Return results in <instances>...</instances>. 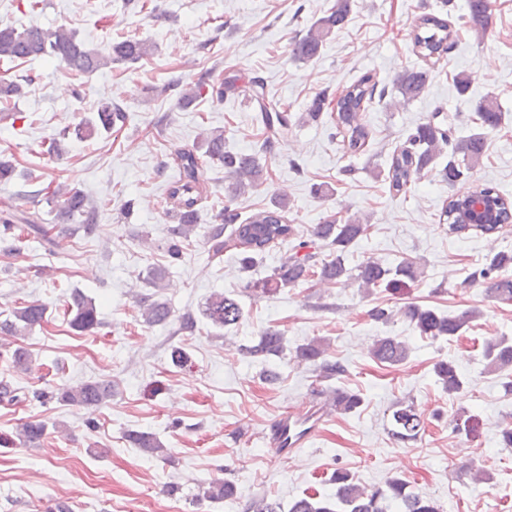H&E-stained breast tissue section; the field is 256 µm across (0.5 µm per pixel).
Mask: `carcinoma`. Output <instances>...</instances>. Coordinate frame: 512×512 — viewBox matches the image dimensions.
I'll list each match as a JSON object with an SVG mask.
<instances>
[{
	"label": "carcinoma",
	"mask_w": 512,
	"mask_h": 512,
	"mask_svg": "<svg viewBox=\"0 0 512 512\" xmlns=\"http://www.w3.org/2000/svg\"><path fill=\"white\" fill-rule=\"evenodd\" d=\"M355 0H335L331 8L316 19L306 33L298 38L292 55L299 61H309L318 57L328 35L343 28L353 12ZM467 13L461 16L465 24L478 33H483L490 18L489 0H466ZM413 44L424 58L440 57L448 53L455 41L445 19L427 13L420 17L413 32ZM153 46L146 41L126 38L113 41L107 49L91 48L78 38L75 31L60 25L55 28L30 26L22 30L9 25H0V61L6 63L27 62L41 58L58 61L76 76H89L114 63H137L149 56ZM430 71L424 68H406L394 79L395 89L402 101L409 102L420 97L427 89ZM32 79L23 81L0 80V103L8 102L24 94V86ZM210 91L211 97L221 100L224 89L214 87L201 79L187 84L181 92L180 102L190 105L203 92ZM385 89L378 88V82L370 74L362 75L346 87L343 93L332 99L326 93L317 94L307 105L305 112L297 114L290 107L267 99L264 84L252 81L247 98L258 107L261 121L268 136L262 144V151L272 150L275 143L286 137L292 128L300 123L318 121L323 114L336 113V134L342 136L343 148L356 154L367 146L371 130L364 121L361 111L372 103L375 97H384ZM478 131L465 138L456 137L455 128L438 120L434 112L416 125L405 142L393 155L388 171L392 187L400 192L421 176L435 170L448 187L472 179V171L482 159L487 148V133L498 129L503 122V113L496 98L488 94L477 104ZM125 120L122 108L105 100L97 106L96 112L76 126V134L87 138L94 134L112 131L119 121ZM217 161L224 166V174L231 179L228 186L229 198L244 194L261 185L268 176V170L261 163L259 153L245 154L224 147V131L206 130L200 134L196 148L177 152L174 162L178 168V178L167 187L168 213L172 224L166 228V252L170 261L181 258L185 242L199 221V206L207 197L208 188L202 179V158ZM482 195L492 198L498 205L497 216L491 224H463L458 220L460 203L452 200L441 212L442 223L448 225L453 234L474 232L492 236L512 223V202L490 185L478 187ZM48 203L56 219L62 223L82 224L92 229L96 210L82 191L67 185H59L51 192ZM291 209L288 195L274 198L272 207L260 211L239 222V214L224 206L220 223L211 229L210 240L214 254L224 251V241L231 240L240 249L241 269L247 271L270 245L288 241L296 229L289 224L286 213ZM0 226L10 230L4 240L18 250L20 243L30 236L41 239L45 245H52L49 229L43 224V217L37 210L20 211L5 202L0 206ZM370 225L354 216L333 214L323 223L315 226L313 235L327 248L324 258L307 250L305 240L291 249L282 258L268 279L253 284L254 292L269 294L286 286H293L311 278L323 285H344L355 279L359 287L369 292L374 288L396 290L413 281L418 269L412 262H402L395 266L368 258L356 269L346 266V254L359 238L367 235ZM512 268V252L500 251L486 259L484 266L474 271L468 279L473 283L479 279L487 282V290L500 302H512V278L500 276V272ZM138 307L143 323L153 326L171 321L173 311L168 302L153 294H143L138 299ZM47 305L36 300L27 301L14 308L8 317L0 321V350L9 353L11 368L19 372L31 369V356L28 350L19 345L33 328L45 321ZM401 313L421 336L432 339H452L462 335L478 317L473 309L464 310L456 316H440L435 310L410 303ZM69 325L77 331H91L100 325L97 308L91 300L80 293L72 297ZM202 315L210 324L219 329H231L243 318V309L233 297L224 293L212 295L206 303ZM283 332L267 329L258 340L243 348L246 354L255 358L278 356L283 352ZM326 349L317 340H311L296 347L294 361L299 365H312L321 379L331 378L344 372L337 361L325 358ZM372 357L380 363L391 366L403 363L408 357L405 342L395 336H383L374 341L370 350ZM482 356L487 368L492 372L512 370V338L501 336L488 340L482 348ZM435 374L443 388L453 394L462 391L467 380L457 372L454 365L441 362L435 366ZM112 383L105 381H84L77 385L65 386L52 394L63 403L95 412L112 399ZM336 410L347 413L360 406L362 398L352 391L332 395ZM392 435L400 441H414L425 432L424 421L410 406L401 407L392 413ZM45 433V424L29 421L21 426L18 439L23 444L39 442ZM127 441L136 448L152 456L165 457L167 448L153 433L133 431L127 434ZM332 481L336 484L333 498L316 499L305 496L288 503L283 510L281 502L266 496L251 500L247 512H442L438 502L415 490L411 482L402 478H392L381 486L367 487L358 483L344 471H336ZM204 496L213 501H228L237 497L236 485L231 481H214L204 491Z\"/></svg>",
	"instance_id": "cac0c4a2"
}]
</instances>
